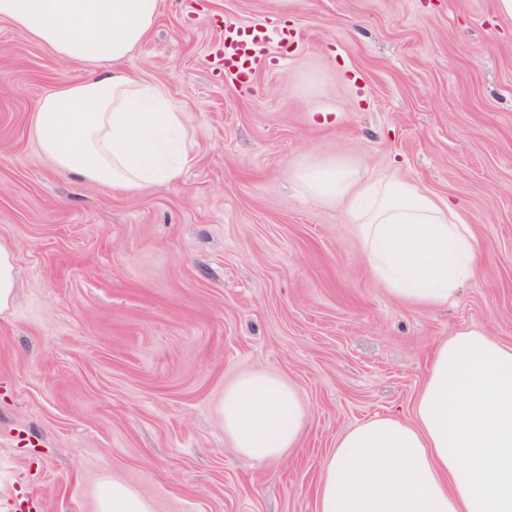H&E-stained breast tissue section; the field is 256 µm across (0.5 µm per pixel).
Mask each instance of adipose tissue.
<instances>
[{
	"instance_id": "obj_1",
	"label": "adipose tissue",
	"mask_w": 512,
	"mask_h": 512,
	"mask_svg": "<svg viewBox=\"0 0 512 512\" xmlns=\"http://www.w3.org/2000/svg\"><path fill=\"white\" fill-rule=\"evenodd\" d=\"M160 0H0V20L57 57L79 82L40 98L33 130L57 172L136 194L175 180L186 157L166 90L122 64L152 29ZM311 197L343 205L373 276L406 303L446 304L473 278L481 247L460 209L414 180L364 179L327 161L296 171ZM224 433L259 463L301 446L299 388L267 372L225 385ZM317 512H512V345L475 329L438 344L413 418L376 415L345 432L323 461ZM99 512H151L134 489L104 483Z\"/></svg>"
}]
</instances>
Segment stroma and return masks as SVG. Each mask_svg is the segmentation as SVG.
<instances>
[{
	"label": "stroma",
	"instance_id": "1",
	"mask_svg": "<svg viewBox=\"0 0 512 512\" xmlns=\"http://www.w3.org/2000/svg\"><path fill=\"white\" fill-rule=\"evenodd\" d=\"M285 43L224 71V25ZM181 112L188 161L126 194L59 175L37 101L83 77L0 21V512H97L101 483L152 512H316L320 464L374 414L411 419L461 328L512 344V22L495 0H161L123 63ZM342 161L461 204L475 278L422 309L366 265L352 224L294 177ZM298 384L308 431L241 456L218 407L239 374ZM15 253L0 246V313L10 309L15 291Z\"/></svg>",
	"mask_w": 512,
	"mask_h": 512
}]
</instances>
